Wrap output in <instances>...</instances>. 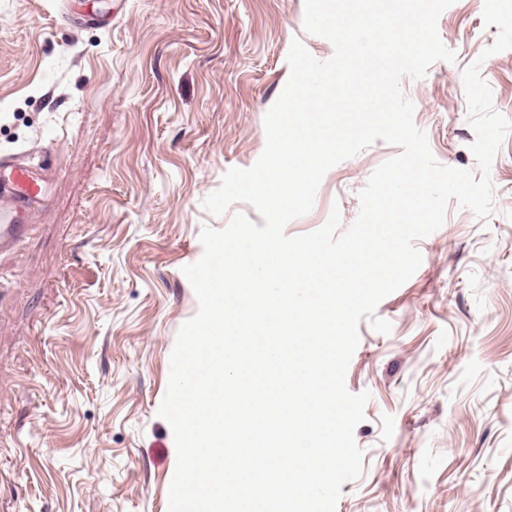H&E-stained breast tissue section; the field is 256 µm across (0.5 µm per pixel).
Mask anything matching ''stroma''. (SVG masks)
I'll use <instances>...</instances> for the list:
<instances>
[{
    "instance_id": "obj_1",
    "label": "stroma",
    "mask_w": 512,
    "mask_h": 512,
    "mask_svg": "<svg viewBox=\"0 0 512 512\" xmlns=\"http://www.w3.org/2000/svg\"><path fill=\"white\" fill-rule=\"evenodd\" d=\"M484 0L437 24L455 61L403 78L442 165L477 171L463 71L479 63L512 119V49L485 50ZM304 0H0V154L49 177L33 231L0 253V512H168L177 453L158 410L179 328L198 311L182 272L203 254L205 197L266 145L264 120L301 41ZM400 147L376 141L323 177L286 235L339 212ZM489 221L450 204L422 263L359 324L346 373L369 393L362 474L336 512H512V135L491 167Z\"/></svg>"
}]
</instances>
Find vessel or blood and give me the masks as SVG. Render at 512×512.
Returning <instances> with one entry per match:
<instances>
[{
    "mask_svg": "<svg viewBox=\"0 0 512 512\" xmlns=\"http://www.w3.org/2000/svg\"><path fill=\"white\" fill-rule=\"evenodd\" d=\"M32 161L24 154L0 155V251L27 233L43 196V181L31 176Z\"/></svg>",
    "mask_w": 512,
    "mask_h": 512,
    "instance_id": "b4317fda",
    "label": "vessel or blood"
}]
</instances>
